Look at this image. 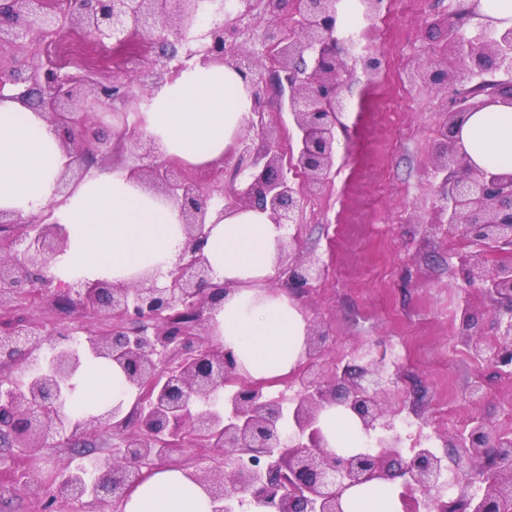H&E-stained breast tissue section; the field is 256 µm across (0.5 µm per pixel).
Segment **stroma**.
<instances>
[{
	"label": "stroma",
	"instance_id": "35a3bbf8",
	"mask_svg": "<svg viewBox=\"0 0 512 512\" xmlns=\"http://www.w3.org/2000/svg\"><path fill=\"white\" fill-rule=\"evenodd\" d=\"M447 17L448 0H417L412 9L407 0H384L380 13L360 19L355 43L346 42V29L337 33L348 71L334 163L288 227L291 255L321 267L310 288L293 294L308 321L313 355L264 392L287 414L310 374L333 399L354 388L377 393L402 435L401 456L427 448L442 458L448 499L459 502L482 494L484 476L495 471L491 454L460 445L473 419L512 437V367L481 359L465 341L470 335L493 349L502 338L491 302L466 283L459 266L476 245L449 230L441 211L435 166L456 106L451 86L430 75L458 68L441 54ZM369 57L378 63L372 72L364 65ZM262 65L268 135L255 144L296 145L279 71L270 60ZM377 89L380 106L361 128L355 108ZM114 110L115 119L102 128L114 147L111 165L138 167L141 149L120 139L132 110L119 103ZM16 313L48 334L74 328L83 335L105 325L63 308L50 292L23 295ZM118 441V434L96 433L31 453L0 442V512H43L60 463L90 465Z\"/></svg>",
	"mask_w": 512,
	"mask_h": 512
}]
</instances>
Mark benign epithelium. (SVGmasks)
<instances>
[{"label": "benign epithelium", "instance_id": "1", "mask_svg": "<svg viewBox=\"0 0 512 512\" xmlns=\"http://www.w3.org/2000/svg\"><path fill=\"white\" fill-rule=\"evenodd\" d=\"M263 16L255 14L256 0H223L219 12L207 14L201 0H0V93L5 86L14 99L30 106H49L50 121L62 139L69 163L58 186L63 190L79 182L99 161L112 159V145L100 139L98 127L111 115L112 100L127 99L134 89L151 90L172 79L181 65L170 66L178 48L210 16L198 36L200 46L185 51V60L203 65L224 64L250 81L253 108L250 126L264 131L261 61L269 53L283 72L288 88V110L299 131L295 167L307 177L306 188L317 184L332 165L333 129L341 109L344 62L338 58L336 29L339 0H261ZM293 7L298 31L288 34L274 22ZM80 30L94 46H112L127 52L125 66L100 79L99 66L86 64L70 73L49 55L26 51L30 29L53 32L58 15ZM247 23L255 48L246 50L235 41L238 25ZM448 44L457 55L461 72V107L452 115L446 135L444 196L448 223L481 243L482 249L464 259L467 279L478 283L490 299L506 304L502 336L493 351L477 340L472 347L489 361L512 365V260L488 264L492 249L512 245V174H499L469 163L457 137L458 122L503 99L512 104V28L502 32L480 24L468 37L448 24ZM503 73L504 79L496 78ZM252 138L244 134L235 152L251 158V170L232 205L270 211L276 224L294 222L301 189L294 187L283 169L277 148L266 144L264 164L254 156ZM150 161L134 170L149 188L181 204L185 243L170 280L164 286L147 279L136 285L109 281L63 283L50 273L51 262L66 246L59 224L45 219L3 220L0 213V364L15 373L0 379V440L16 448L36 451L51 444L71 443L99 431L120 430L128 416L122 405L89 418L66 412L73 386L69 384L83 359L103 358L115 363L136 392L130 414L135 429L120 437L119 448L107 450L95 471L64 464L45 507L57 502L73 512H106L109 503L121 504L148 471L164 464L168 454L187 441L202 447L225 448L236 454L229 462L213 461L188 468V477L202 485L214 507L212 512H236L242 496L261 512H344L343 493L373 480L403 478L406 512H448L439 485L442 460L427 448L403 459L401 435L374 395L356 393L342 402L367 432L376 428L375 453L365 449L340 454L323 443L318 416L327 403L322 381L303 380L291 419L306 442L292 445L283 438L286 418L282 408L267 398L263 386L236 376L234 358L221 346L199 342L198 328L212 319L214 306L226 289L212 283V269L203 253L205 225L219 187L206 192L171 160L152 150ZM289 287H308L320 269L314 261L287 267ZM40 285L71 301L79 313L103 317L111 324L82 339L61 333L46 338L32 322L3 320L4 314L26 289ZM48 350H43V346ZM228 384L236 389L223 399L217 392ZM205 409L194 413L192 407ZM469 448L492 453L498 470L485 480L483 494L467 503L470 512H503L512 500V438L492 436L478 421L469 434ZM264 458L261 466H246L239 457ZM423 494L417 498L415 492Z\"/></svg>", "mask_w": 512, "mask_h": 512}]
</instances>
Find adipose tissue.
Instances as JSON below:
<instances>
[{
	"instance_id": "adipose-tissue-1",
	"label": "adipose tissue",
	"mask_w": 512,
	"mask_h": 512,
	"mask_svg": "<svg viewBox=\"0 0 512 512\" xmlns=\"http://www.w3.org/2000/svg\"><path fill=\"white\" fill-rule=\"evenodd\" d=\"M252 106L249 80L241 72L191 62L147 95L135 120L147 146L202 168L233 149ZM459 136L471 162L512 172V105L495 103L468 114ZM68 161L47 113L0 98V211L64 226L67 246L51 268L56 278L130 285L150 276L165 284L184 241L179 204L124 170L87 175L58 193ZM206 230L204 253L215 282L227 289L211 325L238 373L253 381L291 374L304 357L307 321L297 302L269 288L287 227L273 223L266 211L246 208L225 210ZM73 384L81 416L119 403L128 409L135 400L122 370L103 359H86ZM319 426L337 452L366 446L364 429L345 406L326 405ZM401 490L398 478L352 487L342 497L344 512H403ZM121 510L211 512L212 505L183 470L161 467L130 491Z\"/></svg>"
}]
</instances>
